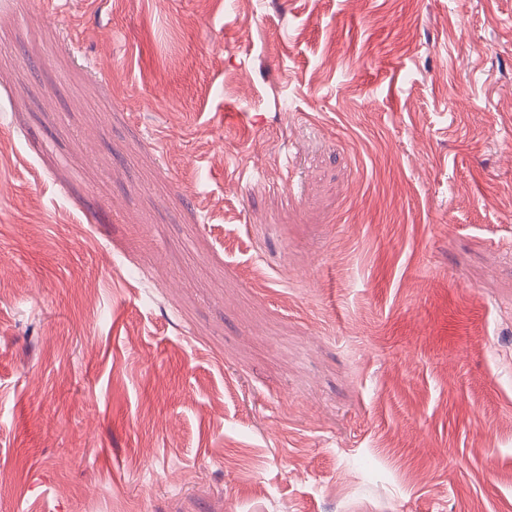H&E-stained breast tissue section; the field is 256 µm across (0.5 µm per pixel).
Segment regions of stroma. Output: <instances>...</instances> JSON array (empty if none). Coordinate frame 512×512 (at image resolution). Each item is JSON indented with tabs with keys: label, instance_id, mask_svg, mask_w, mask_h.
I'll use <instances>...</instances> for the list:
<instances>
[{
	"label": "stroma",
	"instance_id": "35a3bbf8",
	"mask_svg": "<svg viewBox=\"0 0 512 512\" xmlns=\"http://www.w3.org/2000/svg\"><path fill=\"white\" fill-rule=\"evenodd\" d=\"M512 512V0H0V512Z\"/></svg>",
	"mask_w": 512,
	"mask_h": 512
}]
</instances>
